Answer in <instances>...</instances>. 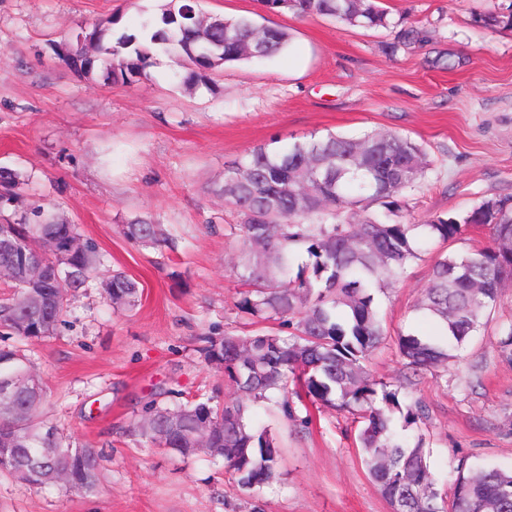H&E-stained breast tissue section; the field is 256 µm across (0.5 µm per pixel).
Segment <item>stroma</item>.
Masks as SVG:
<instances>
[{
	"mask_svg": "<svg viewBox=\"0 0 512 512\" xmlns=\"http://www.w3.org/2000/svg\"><path fill=\"white\" fill-rule=\"evenodd\" d=\"M166 2L0 0V167L21 175L5 216L38 208L49 221L78 225L109 268L142 291L134 310H115L95 281L72 293L57 335L0 336V348L22 350L41 378L46 419L103 453L95 494L0 476V512H391L349 414L316 411L294 430L275 404L256 405L281 444V477L256 495L207 455L183 460L145 444L131 421L153 400L232 394L205 362L201 339L241 327L239 242L224 233L237 218L221 190L225 166L253 147L313 134L410 137L432 161L423 183L404 192L416 224L512 195V29L476 22L512 0H384L392 26L379 30L270 14L260 0H200L206 14L245 15L291 37L276 58L225 65L206 86L181 82L183 60L171 52L157 53L131 84L114 79L111 65L82 76L62 61L83 26L118 13L133 30ZM407 27L418 41L386 54ZM138 219L165 225L171 246L129 242L123 227ZM431 264L424 255L376 291L387 339L369 365L374 377L400 379L398 334L439 335L415 312ZM510 322L512 286L440 376L402 390L429 409L422 431L443 491L460 463L512 469V353L499 343Z\"/></svg>",
	"mask_w": 512,
	"mask_h": 512,
	"instance_id": "1",
	"label": "stroma"
}]
</instances>
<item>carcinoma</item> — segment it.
Here are the masks:
<instances>
[{
	"mask_svg": "<svg viewBox=\"0 0 512 512\" xmlns=\"http://www.w3.org/2000/svg\"><path fill=\"white\" fill-rule=\"evenodd\" d=\"M290 9L365 29L390 21L380 0H293ZM485 26L512 28V11L480 17ZM100 34L63 57L73 71L89 75L107 58H117L122 81L144 75L159 51L176 47L187 65L185 82L206 85L226 63L271 59L289 44L283 29L260 26L248 17L204 19L198 0H170L159 19L139 33L122 29V16L98 22ZM423 147L407 136L329 133L270 150L258 146L224 168V202L238 223L229 234L240 241L235 265L242 287L238 311L256 328L204 336L205 361L224 371L233 396L221 402L201 396L168 406L153 401L135 415L141 440L173 455H195L191 434L205 423L213 459L243 490L269 485L280 476V443L272 428L258 423L253 407L276 400L284 419L303 427L310 416L296 404L346 412L357 423L356 441L368 472L391 512H512V471L456 467L452 494L437 488L419 432L428 417L421 401L405 403L402 385L375 379L367 364L384 344V318L373 290L399 280L421 257L422 244L438 251L427 287L415 310L434 318L440 337L400 334L396 346L411 383L448 366L454 352L492 319L502 288L512 281V195L473 206L460 218L438 215L424 224L404 221L403 192L429 170ZM471 229H486L488 243L464 253L448 250ZM79 234L76 224H53L42 213L0 224L14 249L0 250L7 272L47 238L60 242ZM127 239L161 245L169 236L159 224H127ZM308 260L300 261L302 254ZM107 262L88 241L78 253L54 256L50 282L8 281L0 297V334L38 341L56 334L67 315L68 297L89 287ZM116 308L131 309L141 296L137 282L115 270L103 289ZM31 372L13 350L0 351V378ZM45 391L20 396L24 408L0 404V472L34 487H61L90 495L100 483V456L80 446L41 418ZM413 430L415 434L407 435Z\"/></svg>",
	"mask_w": 512,
	"mask_h": 512,
	"instance_id": "cac0c4a2",
	"label": "carcinoma"
}]
</instances>
